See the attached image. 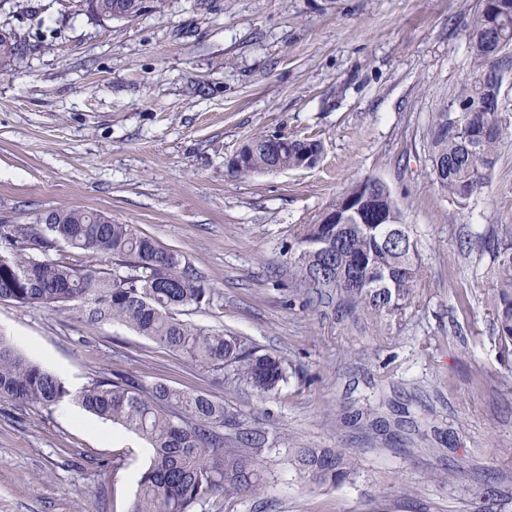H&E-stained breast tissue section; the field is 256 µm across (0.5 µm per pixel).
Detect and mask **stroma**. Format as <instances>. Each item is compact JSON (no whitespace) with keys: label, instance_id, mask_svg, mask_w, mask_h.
<instances>
[{"label":"stroma","instance_id":"35a3bbf8","mask_svg":"<svg viewBox=\"0 0 512 512\" xmlns=\"http://www.w3.org/2000/svg\"><path fill=\"white\" fill-rule=\"evenodd\" d=\"M0 0V29L31 52L0 72V221L35 226L76 208L130 224L183 255L211 288L180 312L249 337L298 368L276 396L231 391L196 366L72 305L0 303V333L86 388L120 373L223 401L265 429L253 490L203 512H512V355L475 287L471 224H512V139L483 193L459 206L433 183L430 112L470 72L476 0H144L102 20L74 0ZM314 137L311 168L238 178L255 133ZM389 187L418 239L423 297L393 339L296 290L284 252L352 182ZM384 396L386 435L360 414ZM408 413L418 433L397 427ZM297 448H335L353 480L318 487ZM134 433L63 406L0 400V512H132L150 462ZM467 459L465 484L448 477Z\"/></svg>","mask_w":512,"mask_h":512}]
</instances>
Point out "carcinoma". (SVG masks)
<instances>
[{
  "instance_id": "obj_1",
  "label": "carcinoma",
  "mask_w": 512,
  "mask_h": 512,
  "mask_svg": "<svg viewBox=\"0 0 512 512\" xmlns=\"http://www.w3.org/2000/svg\"><path fill=\"white\" fill-rule=\"evenodd\" d=\"M102 20H132L142 0H77ZM473 68L441 98L429 118L428 151L434 183L460 205L481 194L512 138V115L479 112L480 103L501 96L502 84L485 74L512 52V0H477L467 26ZM30 46L0 30V69L16 66ZM458 106L459 112L448 111ZM266 135L247 138L248 159L228 167L238 177L270 172ZM321 143L288 138V168L318 162ZM471 248L487 270L491 321L501 345L512 346V224L469 225ZM105 254L124 272L78 268L61 260L36 259L59 245ZM288 263L298 286L319 299L336 300L340 316L365 317L385 338L415 303L422 263L412 227L387 185L375 177L353 182L310 224H300L288 244ZM192 265L178 252L162 250L129 224L103 214L59 208L48 212L41 230L26 225L0 228V301L19 306L78 305L86 322L116 320L196 365L224 371L230 387L245 385L266 398L288 382L290 364L273 352L258 353L240 336L206 329L177 317L180 309L210 300ZM70 396L56 374L23 355L0 336V398L49 407ZM94 416L122 426L152 448L132 512H198L211 498L254 486L255 455L268 445V432L244 428L224 402L189 394L165 383L146 386L117 374L77 396ZM296 470L319 486L350 478L356 463L332 448H298Z\"/></svg>"
}]
</instances>
